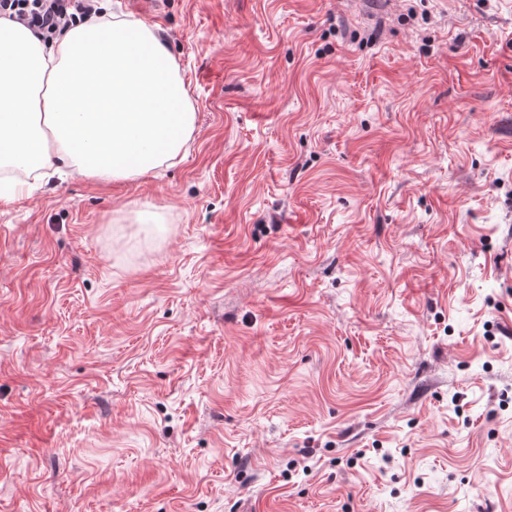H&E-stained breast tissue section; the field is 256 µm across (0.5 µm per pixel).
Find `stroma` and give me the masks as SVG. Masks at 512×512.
Listing matches in <instances>:
<instances>
[{
	"label": "stroma",
	"mask_w": 512,
	"mask_h": 512,
	"mask_svg": "<svg viewBox=\"0 0 512 512\" xmlns=\"http://www.w3.org/2000/svg\"><path fill=\"white\" fill-rule=\"evenodd\" d=\"M100 5L196 127L0 206V512H512V0Z\"/></svg>",
	"instance_id": "1"
}]
</instances>
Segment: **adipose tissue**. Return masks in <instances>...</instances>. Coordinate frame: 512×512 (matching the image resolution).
<instances>
[{
    "mask_svg": "<svg viewBox=\"0 0 512 512\" xmlns=\"http://www.w3.org/2000/svg\"><path fill=\"white\" fill-rule=\"evenodd\" d=\"M194 130L176 62L143 21L91 19L48 44L0 19V205L21 192L19 171L146 177L176 159Z\"/></svg>",
    "mask_w": 512,
    "mask_h": 512,
    "instance_id": "adipose-tissue-1",
    "label": "adipose tissue"
}]
</instances>
